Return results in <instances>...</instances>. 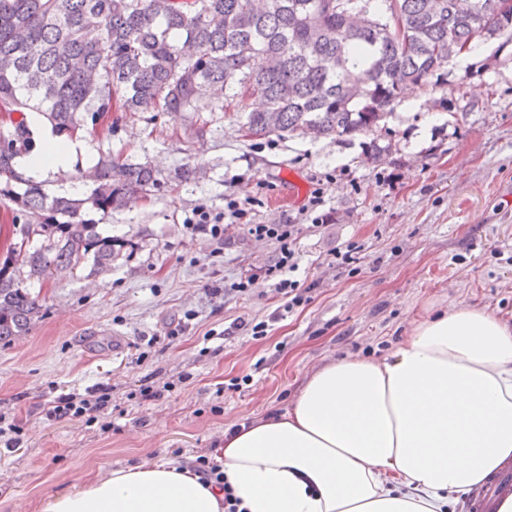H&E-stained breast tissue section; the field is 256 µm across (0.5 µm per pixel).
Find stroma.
Masks as SVG:
<instances>
[{"label": "stroma", "mask_w": 512, "mask_h": 512, "mask_svg": "<svg viewBox=\"0 0 512 512\" xmlns=\"http://www.w3.org/2000/svg\"><path fill=\"white\" fill-rule=\"evenodd\" d=\"M416 93L376 138L244 137L248 95L224 112L202 96L181 118L116 110L78 132L91 160L149 163L161 187L105 218L88 211L119 243L111 267L24 283L41 312L0 342V415L21 441L0 442V512H42L49 494L118 467L215 459L226 426L286 411L326 363L384 354L427 307L484 305L512 320V42L481 43L449 64L447 85ZM185 168L195 178L178 180ZM292 179L302 196L274 209ZM317 187L324 220L308 227ZM228 195L253 198L248 224L300 223L307 302L284 310L262 278L235 289L277 255L247 225L220 240L187 228ZM350 244L353 261L338 264ZM166 382L164 397H142ZM98 387L111 400L97 419H48L58 396Z\"/></svg>", "instance_id": "stroma-1"}]
</instances>
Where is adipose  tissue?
<instances>
[{"label":"adipose tissue","instance_id":"1","mask_svg":"<svg viewBox=\"0 0 512 512\" xmlns=\"http://www.w3.org/2000/svg\"><path fill=\"white\" fill-rule=\"evenodd\" d=\"M39 178L84 148L28 118ZM226 486L165 461L115 468L48 497L44 512H446L512 463V322L466 305L415 320L390 354L305 378L288 410L227 427Z\"/></svg>","mask_w":512,"mask_h":512}]
</instances>
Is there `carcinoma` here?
I'll list each match as a JSON object with an SVG mask.
<instances>
[{
  "instance_id": "cac0c4a2",
  "label": "carcinoma",
  "mask_w": 512,
  "mask_h": 512,
  "mask_svg": "<svg viewBox=\"0 0 512 512\" xmlns=\"http://www.w3.org/2000/svg\"><path fill=\"white\" fill-rule=\"evenodd\" d=\"M486 2L454 0L450 11L448 0H0V103L19 114L0 132V191L43 218L23 227L38 240L33 251L0 256V340L25 333L39 310L18 262L38 280L88 259L112 265V237L83 218L85 206L108 215L160 186L146 164L102 159L88 197L47 203L14 167L32 148L26 112L69 135L115 102L177 117L203 92L254 87L261 107L245 113L247 137L373 135L403 86H442L462 48L512 38V16L477 8Z\"/></svg>"
}]
</instances>
